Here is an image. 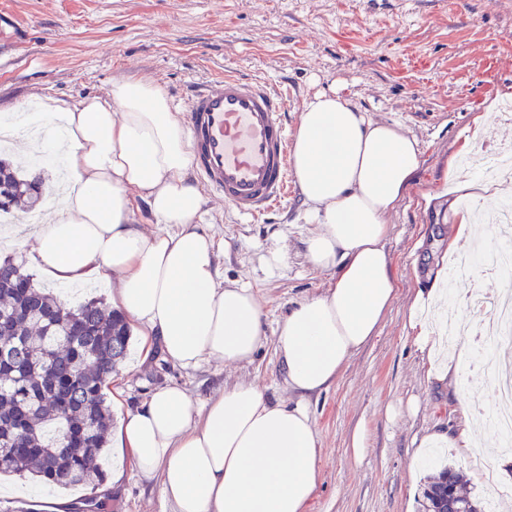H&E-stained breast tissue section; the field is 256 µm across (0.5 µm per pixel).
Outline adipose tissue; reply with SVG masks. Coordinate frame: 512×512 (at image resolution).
I'll return each instance as SVG.
<instances>
[{
    "label": "adipose tissue",
    "mask_w": 512,
    "mask_h": 512,
    "mask_svg": "<svg viewBox=\"0 0 512 512\" xmlns=\"http://www.w3.org/2000/svg\"><path fill=\"white\" fill-rule=\"evenodd\" d=\"M42 136L28 150L65 158L67 183L42 223L1 231L51 282L112 281V304L184 367L206 359L251 362L265 340L264 311L250 288L223 285L221 247L197 224L205 203L192 176L183 118L153 83L122 80L77 105L38 100ZM311 229L305 257L327 273L324 292L293 302L276 350L289 404L236 381L195 408L180 386L150 394L119 433L140 475L159 479L174 512H311L321 448L305 396L334 384L349 358L376 336L398 292L385 220L421 164L416 137L372 120L338 91L305 102L291 149ZM148 209L162 233L140 229ZM443 305L417 294L410 325L421 352L441 354L432 327Z\"/></svg>",
    "instance_id": "1"
}]
</instances>
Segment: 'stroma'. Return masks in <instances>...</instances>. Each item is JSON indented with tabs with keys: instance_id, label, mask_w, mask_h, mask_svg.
<instances>
[{
	"instance_id": "35a3bbf8",
	"label": "stroma",
	"mask_w": 512,
	"mask_h": 512,
	"mask_svg": "<svg viewBox=\"0 0 512 512\" xmlns=\"http://www.w3.org/2000/svg\"><path fill=\"white\" fill-rule=\"evenodd\" d=\"M0 14L14 30L11 42L0 41V107L34 95L76 104L133 78L158 86L182 112L194 86L234 72L288 92L289 131L306 100L334 89L372 119L414 135L421 166L386 217L397 296L336 383L306 399L322 448L312 512H418L427 479L446 464L482 496L481 462L458 449L425 471L409 470L425 436L457 433L462 402L484 407L490 400L486 386H470L466 377L432 379L409 313L419 291L448 281L454 212L473 205L454 188L481 177L465 171L464 159L484 158L493 145L512 148V111L502 109L512 101V0H0ZM205 198L199 224L232 244L217 257L219 273L257 295L265 342L245 365L207 360L184 368L157 349L143 355L140 336H132L115 369L120 389L104 387L113 426L169 384L198 407L237 380L258 383L273 399H297L275 351L276 330L290 302L328 284L304 256L310 226L303 198L292 193L286 207L255 222L213 193ZM277 244L287 265L271 272L263 257ZM358 427L366 448L356 459L348 440ZM106 455L108 478L92 490L0 476V512H47V502L58 500L64 512H81L91 496L104 512H173L159 480L144 479L120 449ZM19 484L26 493L11 494Z\"/></svg>"
}]
</instances>
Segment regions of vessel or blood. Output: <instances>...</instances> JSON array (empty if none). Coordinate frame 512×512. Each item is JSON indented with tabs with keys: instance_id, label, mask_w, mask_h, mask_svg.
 Listing matches in <instances>:
<instances>
[{
	"instance_id": "vessel-or-blood-1",
	"label": "vessel or blood",
	"mask_w": 512,
	"mask_h": 512,
	"mask_svg": "<svg viewBox=\"0 0 512 512\" xmlns=\"http://www.w3.org/2000/svg\"><path fill=\"white\" fill-rule=\"evenodd\" d=\"M288 95L257 78L227 74L195 87L186 130L200 177L240 217L259 219L288 197Z\"/></svg>"
}]
</instances>
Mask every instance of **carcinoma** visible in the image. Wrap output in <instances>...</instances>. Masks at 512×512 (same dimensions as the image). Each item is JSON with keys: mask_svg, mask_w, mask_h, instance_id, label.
<instances>
[{"mask_svg": "<svg viewBox=\"0 0 512 512\" xmlns=\"http://www.w3.org/2000/svg\"><path fill=\"white\" fill-rule=\"evenodd\" d=\"M33 181L0 160V194L6 202L39 193ZM0 318L13 335L0 334V475L32 474L63 487L96 486L107 470L91 461L105 453L112 421L104 393L106 380L123 359L130 330L102 299L67 306L34 283L25 261L0 260ZM462 475L447 465L422 492V512L444 507L445 484L457 487L461 512H489L478 498L458 490Z\"/></svg>", "mask_w": 512, "mask_h": 512, "instance_id": "cac0c4a2", "label": "carcinoma"}]
</instances>
